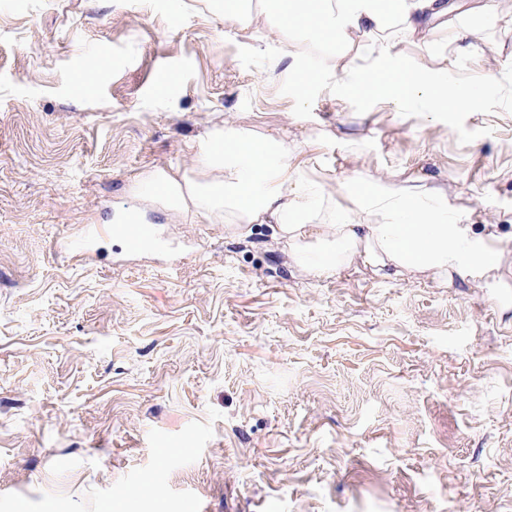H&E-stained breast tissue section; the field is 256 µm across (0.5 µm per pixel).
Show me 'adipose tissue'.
Returning <instances> with one entry per match:
<instances>
[{"label": "adipose tissue", "mask_w": 512, "mask_h": 512, "mask_svg": "<svg viewBox=\"0 0 512 512\" xmlns=\"http://www.w3.org/2000/svg\"><path fill=\"white\" fill-rule=\"evenodd\" d=\"M452 10L447 0H266L262 18L280 38L302 34L331 47L329 68L361 69L381 100L420 103L438 116L474 107L497 74L450 86L420 69L393 67L396 44L386 34L424 38L430 22ZM367 185L338 201L293 164L282 138H256L228 123L220 135L202 137L197 170L152 171L137 191L145 199L164 194L173 210L241 236L252 225H274L289 256L316 277L360 263L392 279L455 275L474 288L489 286L498 237L452 206L447 186L392 177Z\"/></svg>", "instance_id": "adipose-tissue-1"}]
</instances>
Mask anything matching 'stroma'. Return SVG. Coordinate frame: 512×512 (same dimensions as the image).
<instances>
[{"label":"stroma","instance_id":"obj_1","mask_svg":"<svg viewBox=\"0 0 512 512\" xmlns=\"http://www.w3.org/2000/svg\"><path fill=\"white\" fill-rule=\"evenodd\" d=\"M394 39L399 65L499 84L436 119L305 37L225 33L224 0H0V512H512V8L461 0ZM228 121L287 131L341 192L443 181L503 236L501 287L315 279L271 225L152 207L162 247L101 234Z\"/></svg>","mask_w":512,"mask_h":512}]
</instances>
